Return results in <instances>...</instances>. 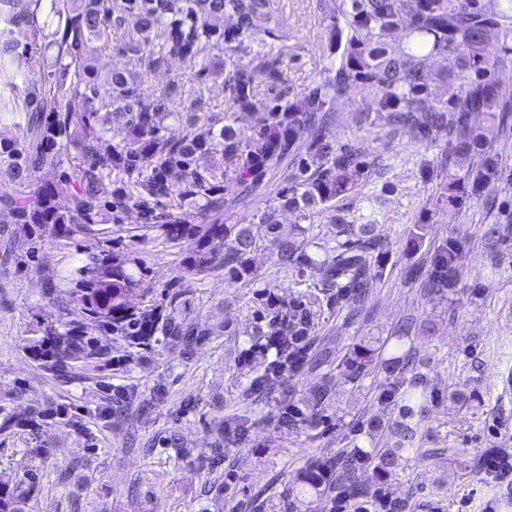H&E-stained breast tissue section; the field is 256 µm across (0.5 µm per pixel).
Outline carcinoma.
Wrapping results in <instances>:
<instances>
[{
    "label": "carcinoma",
    "mask_w": 512,
    "mask_h": 512,
    "mask_svg": "<svg viewBox=\"0 0 512 512\" xmlns=\"http://www.w3.org/2000/svg\"><path fill=\"white\" fill-rule=\"evenodd\" d=\"M131 22L129 49L145 70L177 59L222 77L234 111L172 112L166 94L115 73L109 82L110 113L128 135L112 141L96 106L101 88L90 44ZM22 28L31 42L21 49L15 34ZM283 28L270 0H0V112L16 118L18 130L0 135V203L15 223L28 225L32 244L42 242L47 228L68 237L90 233L95 224H124L134 214L146 235L156 231L173 244L196 240L192 270L222 268L227 278L248 281L259 265L256 240L250 225L224 223V212L259 193L266 174L291 158L277 202L260 213L259 223L270 234V255L279 270L302 279L307 268L319 266L320 296L257 294V340L242 356L243 364L257 366L242 391L250 403L285 393L286 382L316 368L327 355L315 336L321 313L316 303L359 309L377 271L389 261L390 245L370 216L363 224L337 225L335 237L327 240L313 224H294L287 231L281 224L283 210L304 216L331 210L363 183L385 176L386 165H368L357 150L327 140L334 103L358 94L367 125L409 128L426 139L448 131L445 163L453 171L437 204L450 208L481 199L492 169L476 158L492 153L496 138L512 123V88L491 76V69L512 65V0H329L323 35L328 65L304 96L292 101L257 92L262 83L280 82L283 73L280 58L254 51L253 44L285 37ZM395 32L404 40L398 49L388 42ZM491 42L499 47L492 63L485 55ZM209 45L225 47L228 64L204 60L201 52ZM437 55L456 61L448 80L457 93L446 100L430 88L428 62ZM241 114L252 121L245 140L235 129ZM475 114L483 115L486 124H472ZM174 117L181 126L177 135L168 132L167 121ZM303 133L308 135L304 147L299 144ZM71 149L84 163L75 176L63 170V157ZM210 154L221 155L222 162L199 166L200 157ZM44 166L62 170L57 181L34 182V173ZM508 236V227L493 224L486 232L488 249ZM309 247L323 258L313 259ZM461 254L455 240L433 253L427 275L431 293L454 288ZM137 270L139 262L129 254H88L76 271L79 288L70 320L61 329H43L42 336L30 340L29 352L57 369L103 358L105 351L93 337L101 327L122 337L133 354L150 348L159 336L193 347L216 335L186 310V288L167 289L143 308L128 305ZM408 333L400 327L395 335L399 352L386 362L385 395L403 402L401 420L391 427L396 448L411 443L424 403L431 399L426 386L406 377L416 359L406 346ZM377 357L373 346L356 344L339 366L355 381ZM331 390L330 380L323 378L299 403L282 398L278 424L292 429L318 425ZM248 433V415L238 416L224 425V436L202 459L220 463L224 447L246 441ZM395 467V448L373 454L357 447L316 456L288 487L284 508L303 512L305 497L315 492L350 503L368 496L376 509L377 494L349 482V474L369 470L375 481L385 482ZM42 484L41 468L25 466L13 485H0V512H31Z\"/></svg>",
    "instance_id": "cac0c4a2"
}]
</instances>
